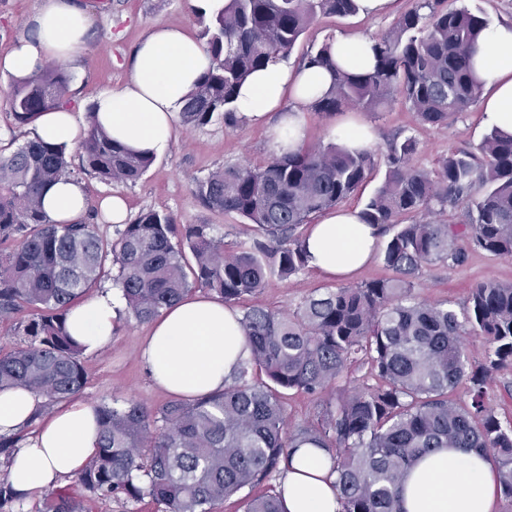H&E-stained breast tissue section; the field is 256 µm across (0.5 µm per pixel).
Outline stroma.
I'll return each instance as SVG.
<instances>
[{
    "instance_id": "1",
    "label": "stroma",
    "mask_w": 512,
    "mask_h": 512,
    "mask_svg": "<svg viewBox=\"0 0 512 512\" xmlns=\"http://www.w3.org/2000/svg\"><path fill=\"white\" fill-rule=\"evenodd\" d=\"M92 16L87 33L88 51L80 70L70 84L71 103L80 123H87L94 99L101 93L121 88L128 80L134 50L149 28L164 24L185 29L194 38H201L208 18L196 15L189 0H73ZM415 5V0H395L390 13L380 16L355 14L346 17H325L311 25L290 53L286 64L296 69L303 65L307 53L339 36L378 38L390 31L398 19ZM38 0H0V55L19 39L30 36V22ZM482 102L449 120L448 124L432 126L420 123L404 102L397 101L376 112H359L344 108L342 113L323 116L307 114V143H329L335 139V128L341 117L354 116L376 133V148H385L392 138H412L416 143L412 164L422 170L434 171L439 160L451 151H473L488 132L482 120ZM272 155L269 128L264 124L237 123L225 126L222 118L209 124L190 128L175 123L174 136L168 151L156 158L135 183H106L83 174L89 207H97L108 194L123 195L130 215L144 209L175 215L185 224H213L223 235L225 247L231 248L253 233L252 225L235 214L224 215L201 206L193 189L196 181L205 179L220 168L245 162L260 164ZM492 280L512 283V258H501L480 249H469L463 265L442 264L424 269L415 292L429 301H445L461 307L469 288L476 282ZM336 280L307 268L288 279L269 280L256 295L258 304L282 311L295 310L312 295L336 287ZM119 331L110 345L87 351L83 365L87 383L81 392L94 404L111 403L113 399H132L158 408L169 402V395L153 384L141 359V348L150 331L149 324L121 316Z\"/></svg>"
}]
</instances>
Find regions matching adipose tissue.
Segmentation results:
<instances>
[{
  "instance_id": "obj_1",
  "label": "adipose tissue",
  "mask_w": 512,
  "mask_h": 512,
  "mask_svg": "<svg viewBox=\"0 0 512 512\" xmlns=\"http://www.w3.org/2000/svg\"><path fill=\"white\" fill-rule=\"evenodd\" d=\"M36 36L20 40L0 58V69L21 79L53 60L78 68L87 51L89 14L72 0H40L32 18ZM372 40L339 37L331 42L334 62L356 72L373 65ZM476 73L487 90L484 122L512 133V25L485 29L474 53ZM210 65L206 47L183 29L153 26L137 47L128 82L101 94L94 106L97 122L128 149L152 157L163 155L171 142L173 121L186 94ZM333 77L321 67L293 72L271 62L255 72L238 91L237 108L247 122L262 121L278 108L284 94L292 105L272 130L276 150L298 149L306 139L305 114L328 93ZM36 136L71 146L84 127L70 108L38 113L30 122ZM42 204L48 219L68 224L87 209L82 184L64 178L48 187ZM376 226L363 223L359 210L340 208L325 214L306 235L310 267L336 277L360 269L372 255ZM120 308L111 291L75 305L69 330L86 349L108 345ZM239 314L212 295H188L164 309L146 336L141 356L155 386L168 395L195 399L223 391L234 367L245 355ZM25 433L7 473L21 493L59 486L74 476L98 450L97 408L78 397L53 410L24 388L0 391V434ZM281 480L284 512H338L335 476L325 451L295 449ZM498 476L485 457L444 448L426 455L404 482L403 512H494Z\"/></svg>"
}]
</instances>
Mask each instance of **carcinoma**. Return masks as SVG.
Listing matches in <instances>:
<instances>
[{
  "mask_svg": "<svg viewBox=\"0 0 512 512\" xmlns=\"http://www.w3.org/2000/svg\"><path fill=\"white\" fill-rule=\"evenodd\" d=\"M444 0H417L397 25L375 40L376 64L354 73L335 64L330 45L305 62L330 68L331 90L312 109L332 115L347 105L365 112L402 99L428 125H446L482 92L473 53L490 21ZM357 0H229L205 27L211 64L179 112L185 125L203 126L217 115L238 122L242 83L269 61L288 58L319 17L347 16ZM69 70L49 64L11 79L9 110L25 125L39 112L70 105ZM79 171L66 148L39 138L0 142V323H16L24 343L0 347V390L23 387L50 408L82 390L85 348L68 330L74 302L116 269L113 285L139 322L195 290L233 307L308 267L298 229L335 208L376 165V151L329 143L241 164L196 183L201 204L235 213L254 226L253 237L228 250L211 224H181L147 209L114 225L108 242L90 216L54 224L44 191L77 173L106 182L135 183L153 158L115 142L88 112ZM415 142L393 138L383 154L385 179L361 210L366 224L394 229L381 259L393 272L364 285L328 289L288 313L243 309L239 325L249 354L224 392L175 399L158 410L136 401L97 409L100 438L78 481L100 501L138 503L156 512H217L224 500L282 473L292 451H326L336 473L341 512H402L403 481L423 454L441 448L480 449L498 470L500 492L512 499V420L502 422L485 399L493 375L512 368V284L481 281L466 304L420 301L414 295L424 268L459 266L469 243L512 256V135L491 130L478 153L450 152L435 173L411 164ZM467 204L464 219L443 215ZM481 336L484 361L473 366L461 337ZM369 366L353 381L349 375ZM465 386L467 399L449 393ZM288 390L323 403L319 415L292 425ZM24 435H0V466L8 467ZM244 512H283L278 486L242 497ZM0 512H85L81 501L57 491L18 493L0 478Z\"/></svg>",
  "mask_w": 512,
  "mask_h": 512,
  "instance_id": "cac0c4a2",
  "label": "carcinoma"
}]
</instances>
